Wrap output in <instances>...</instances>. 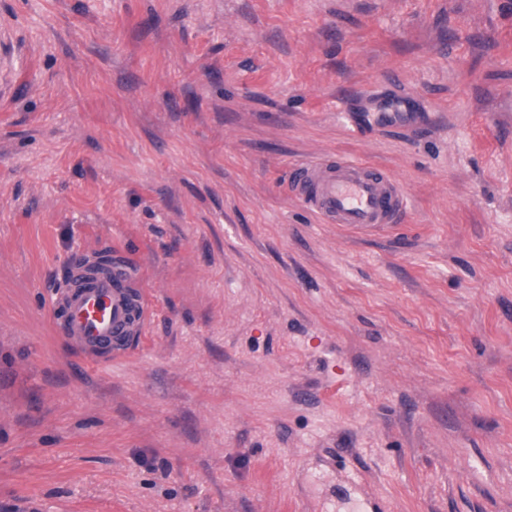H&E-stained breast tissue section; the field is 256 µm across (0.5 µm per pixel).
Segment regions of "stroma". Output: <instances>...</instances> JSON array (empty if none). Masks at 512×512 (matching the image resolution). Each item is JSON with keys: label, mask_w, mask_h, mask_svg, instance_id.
<instances>
[{"label": "stroma", "mask_w": 512, "mask_h": 512, "mask_svg": "<svg viewBox=\"0 0 512 512\" xmlns=\"http://www.w3.org/2000/svg\"><path fill=\"white\" fill-rule=\"evenodd\" d=\"M330 154L402 221L293 200ZM103 251L153 314L89 365ZM0 506L512 512V0H0ZM290 195L323 224L381 232L398 224L408 197L396 177L361 160L319 155L290 168ZM149 311L148 294L131 263L99 269L74 261L68 285L54 298L52 329L63 343L89 355L112 348L118 357L143 337Z\"/></svg>", "instance_id": "35a3bbf8"}]
</instances>
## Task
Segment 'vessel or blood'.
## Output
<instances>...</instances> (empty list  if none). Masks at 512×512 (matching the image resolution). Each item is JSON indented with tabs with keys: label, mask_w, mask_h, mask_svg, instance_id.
I'll list each match as a JSON object with an SVG mask.
<instances>
[{
	"label": "vessel or blood",
	"mask_w": 512,
	"mask_h": 512,
	"mask_svg": "<svg viewBox=\"0 0 512 512\" xmlns=\"http://www.w3.org/2000/svg\"><path fill=\"white\" fill-rule=\"evenodd\" d=\"M289 192L322 223L358 231L388 230L408 208V197L390 172L338 154L293 165ZM53 308V333L63 343L90 355L108 348L118 357L143 337L150 302L132 264L99 269L75 261Z\"/></svg>",
	"instance_id": "1"
}]
</instances>
